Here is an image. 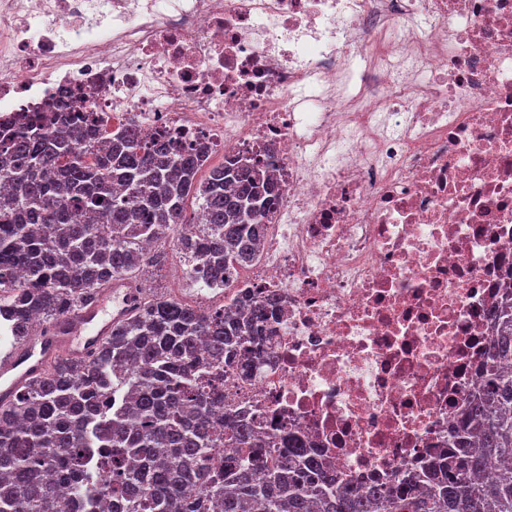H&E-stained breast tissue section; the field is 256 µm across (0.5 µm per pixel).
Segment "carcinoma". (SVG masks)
Masks as SVG:
<instances>
[{
	"label": "carcinoma",
	"mask_w": 512,
	"mask_h": 512,
	"mask_svg": "<svg viewBox=\"0 0 512 512\" xmlns=\"http://www.w3.org/2000/svg\"><path fill=\"white\" fill-rule=\"evenodd\" d=\"M203 158L169 137L105 134L90 109L1 128L0 326L19 342L91 304L153 263L149 239H171L200 260L193 278L226 286L258 257L279 196L273 163L231 156L202 180ZM274 306L257 292L211 312L147 295L94 355L55 358L0 404V512H95L109 496L123 512H512L511 292L448 452L386 484L329 471L288 432L261 441L239 414L214 420L212 363L249 375ZM221 446L240 452L215 463ZM93 454L108 474L86 465Z\"/></svg>",
	"instance_id": "cac0c4a2"
}]
</instances>
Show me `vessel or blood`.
Wrapping results in <instances>:
<instances>
[{
  "instance_id": "obj_1",
  "label": "vessel or blood",
  "mask_w": 512,
  "mask_h": 512,
  "mask_svg": "<svg viewBox=\"0 0 512 512\" xmlns=\"http://www.w3.org/2000/svg\"><path fill=\"white\" fill-rule=\"evenodd\" d=\"M130 280L113 281L91 306L63 317L0 356V400L8 401L19 383L40 376L58 355L83 357L98 349L136 306Z\"/></svg>"
}]
</instances>
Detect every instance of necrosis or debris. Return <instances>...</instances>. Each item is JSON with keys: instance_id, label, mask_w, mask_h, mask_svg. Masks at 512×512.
<instances>
[{"instance_id": "1", "label": "necrosis or debris", "mask_w": 512, "mask_h": 512, "mask_svg": "<svg viewBox=\"0 0 512 512\" xmlns=\"http://www.w3.org/2000/svg\"><path fill=\"white\" fill-rule=\"evenodd\" d=\"M64 100L273 162L259 259L198 297L280 299L224 410L362 481L446 451L512 287V0H0V126Z\"/></svg>"}]
</instances>
